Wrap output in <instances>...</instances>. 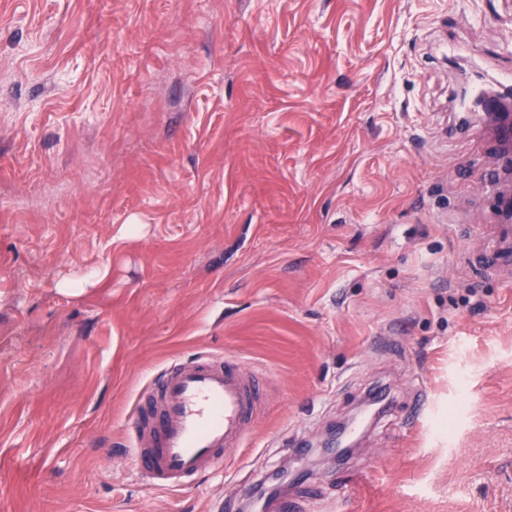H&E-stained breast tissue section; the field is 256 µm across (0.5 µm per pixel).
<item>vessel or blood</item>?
<instances>
[{
    "label": "vessel or blood",
    "instance_id": "1",
    "mask_svg": "<svg viewBox=\"0 0 512 512\" xmlns=\"http://www.w3.org/2000/svg\"><path fill=\"white\" fill-rule=\"evenodd\" d=\"M263 384L234 359L208 353L156 373L132 416L134 461L156 489L221 468L254 430Z\"/></svg>",
    "mask_w": 512,
    "mask_h": 512
}]
</instances>
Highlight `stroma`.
<instances>
[{"mask_svg": "<svg viewBox=\"0 0 512 512\" xmlns=\"http://www.w3.org/2000/svg\"><path fill=\"white\" fill-rule=\"evenodd\" d=\"M459 62L512 73V0H0V512H244L286 467L298 512H512V269L497 143L448 135ZM199 351L265 371L259 423L150 488L135 399ZM377 390L359 448L293 456Z\"/></svg>", "mask_w": 512, "mask_h": 512, "instance_id": "stroma-1", "label": "stroma"}]
</instances>
